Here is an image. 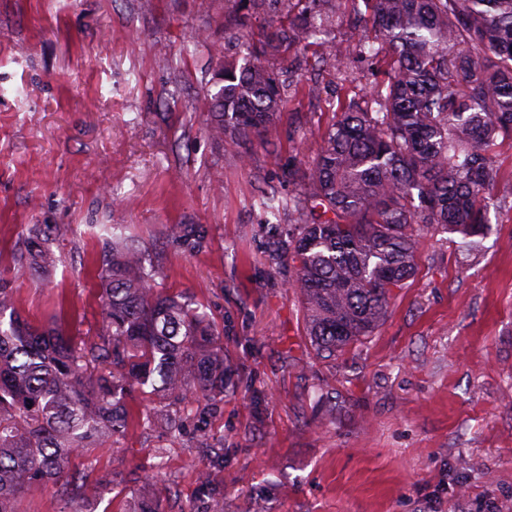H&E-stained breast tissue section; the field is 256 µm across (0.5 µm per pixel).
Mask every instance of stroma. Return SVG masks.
Listing matches in <instances>:
<instances>
[{
    "label": "stroma",
    "instance_id": "obj_1",
    "mask_svg": "<svg viewBox=\"0 0 512 512\" xmlns=\"http://www.w3.org/2000/svg\"><path fill=\"white\" fill-rule=\"evenodd\" d=\"M204 27L234 55L221 0H0V279L19 312L94 335L97 233L126 224L158 288L191 296L222 334L223 400L180 437L133 426L100 449L88 512H124L135 495L165 512H512V209L469 255L455 235L420 231L416 274L384 322L320 358L269 260L258 199L291 192L284 168L315 156L329 105L368 90L374 68L353 63L345 82L317 73L313 49L282 50L276 127L217 143L213 65L182 51ZM35 224L62 230L43 279L11 260ZM320 388L331 405L315 404ZM202 429L223 465L197 447Z\"/></svg>",
    "mask_w": 512,
    "mask_h": 512
}]
</instances>
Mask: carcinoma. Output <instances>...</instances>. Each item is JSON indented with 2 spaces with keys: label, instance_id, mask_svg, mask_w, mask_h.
Instances as JSON below:
<instances>
[{
  "label": "carcinoma",
  "instance_id": "cac0c4a2",
  "mask_svg": "<svg viewBox=\"0 0 512 512\" xmlns=\"http://www.w3.org/2000/svg\"><path fill=\"white\" fill-rule=\"evenodd\" d=\"M224 27L242 33L239 59L206 28L184 44L219 64L210 93L208 134L245 142L275 126L283 98L273 60L281 48L312 44L324 72L348 57L384 65L385 79L333 113L323 146L302 170L288 164L295 189L262 191L269 257L293 264L317 354L331 358L371 335L393 288L416 271L414 227H440L470 250L489 229L490 209L512 200L498 156L512 148V0H362L351 21L363 28L348 55L330 46L344 0H279L280 16L254 42L250 10L264 0H227ZM291 228L281 229L283 216ZM99 271L103 317L91 340L61 325L38 329L0 284V512L51 483L83 512L85 476L69 471L82 456L115 442L153 416L126 397L149 386L164 402L162 424L180 434L183 415L205 413L224 397V347L191 300L157 288L140 241L123 224H105ZM58 230H31L14 256L34 278L55 265L47 247Z\"/></svg>",
  "mask_w": 512,
  "mask_h": 512
}]
</instances>
